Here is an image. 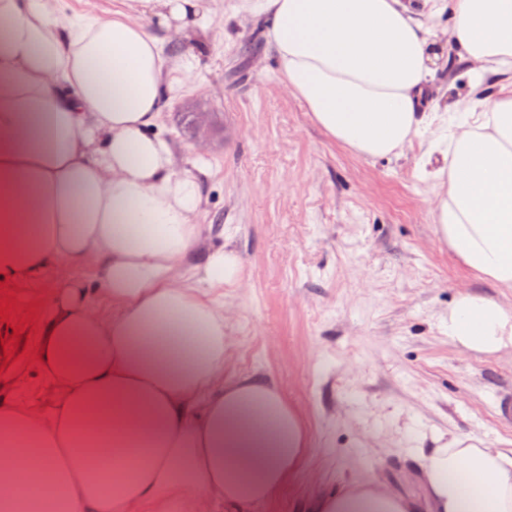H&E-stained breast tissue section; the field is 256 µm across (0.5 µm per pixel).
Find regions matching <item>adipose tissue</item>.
Masks as SVG:
<instances>
[{"label":"adipose tissue","instance_id":"1","mask_svg":"<svg viewBox=\"0 0 512 512\" xmlns=\"http://www.w3.org/2000/svg\"><path fill=\"white\" fill-rule=\"evenodd\" d=\"M475 77L512 67V0H448ZM288 90L358 156L400 155L424 121L432 39L405 0H259ZM204 39L208 0H124L72 14L0 0V279L65 270L39 371L47 412L0 399V512H252L298 469L308 434L260 375L226 383L224 305L234 250L201 242L199 174L177 171L159 125L192 62L152 32ZM436 172L439 237L477 276L512 289V87L468 107ZM95 264L100 313L67 272ZM466 353L512 352V309L474 292L448 309ZM422 499L370 484L310 512H512V448L437 435Z\"/></svg>","mask_w":512,"mask_h":512}]
</instances>
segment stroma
Masks as SVG:
<instances>
[{
  "instance_id": "stroma-1",
  "label": "stroma",
  "mask_w": 512,
  "mask_h": 512,
  "mask_svg": "<svg viewBox=\"0 0 512 512\" xmlns=\"http://www.w3.org/2000/svg\"><path fill=\"white\" fill-rule=\"evenodd\" d=\"M203 50L166 35L195 71L162 126L181 170L204 164L202 243L238 253L242 287L224 289L225 380L274 381L305 419L298 470L256 512H307L317 497L372 481L419 494L417 449L435 435L512 441L495 396L512 390V358L460 353L448 307L468 289L512 307V291L464 267L442 241L434 171L460 118L455 106L494 96L500 75L474 84L459 47L442 48L423 93L429 124L400 155L364 158L331 140L277 73L252 0H211ZM211 112L213 136L194 149L183 115ZM54 272L23 282L16 304L44 325ZM46 411L57 393L23 357L0 371V397Z\"/></svg>"
}]
</instances>
